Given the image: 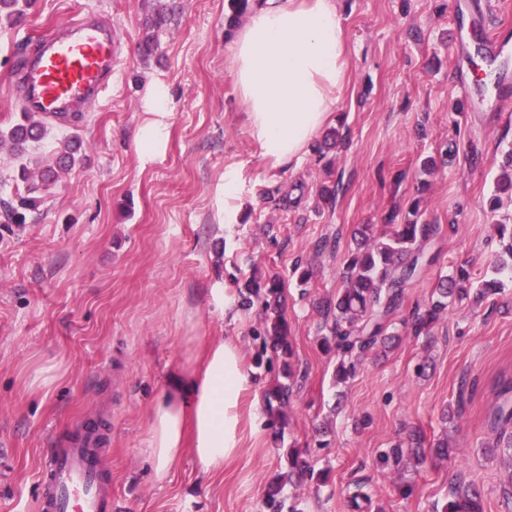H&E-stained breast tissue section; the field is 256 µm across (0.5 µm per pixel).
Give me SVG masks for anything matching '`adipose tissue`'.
I'll list each match as a JSON object with an SVG mask.
<instances>
[{"label":"adipose tissue","mask_w":512,"mask_h":512,"mask_svg":"<svg viewBox=\"0 0 512 512\" xmlns=\"http://www.w3.org/2000/svg\"><path fill=\"white\" fill-rule=\"evenodd\" d=\"M229 65L247 130L264 158L275 168L300 162L346 85L349 55L336 0H260L235 33ZM170 103L164 81L148 85L145 119L133 134L142 162L153 161L167 142ZM184 349L148 413L144 453L159 482L186 449L208 471L239 452L249 379L238 347L188 336Z\"/></svg>","instance_id":"obj_1"}]
</instances>
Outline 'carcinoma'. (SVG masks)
Masks as SVG:
<instances>
[{
  "mask_svg": "<svg viewBox=\"0 0 512 512\" xmlns=\"http://www.w3.org/2000/svg\"><path fill=\"white\" fill-rule=\"evenodd\" d=\"M34 0H0V21L10 23L31 8ZM47 133V122L30 112L20 113L13 124L0 129V142L6 140L11 144L12 159L18 166L19 175L29 180L32 153L39 149ZM82 145L81 137L73 132L60 142L57 147L59 162L65 167L75 165ZM36 207V198L18 195L15 204L9 206L6 216L12 221L20 218V211ZM499 236L504 240L502 257L494 266L495 277L485 281L478 288H473L469 271L458 267L448 277L438 281L431 303L424 313L415 316L411 322L413 334L419 336L428 333L430 325L448 308V299L464 297L471 290L476 295L503 286L500 276L512 278V226H497ZM437 227L421 222L418 206H413L404 223L385 224L380 232L374 231V225L361 224L355 229L353 238L355 247L348 255L345 267V282L336 296V300L327 302L322 307L325 321L329 322V335L323 337V345L340 355L337 376L341 380L350 378L361 353L373 348L386 330L390 316L400 307L404 290L420 273L425 259L423 243L436 234ZM280 281L271 277L259 285L257 282L243 284L241 293L243 302L251 303L252 298H265V306L277 300ZM265 335L270 341L274 354L283 359L284 381L271 390L277 402L276 418L283 416L284 409L292 392L289 380L293 378L291 364L284 358L291 356L286 342L288 324L279 311L267 318ZM512 387L506 385L499 393L500 400L492 410L489 427L497 432V444L512 448V400L508 394ZM425 439L415 432L408 436V442L400 443L380 455V463L398 464L403 457L421 463L424 460ZM481 494L471 484L458 483L450 490V497L442 512H479Z\"/></svg>",
  "mask_w": 512,
  "mask_h": 512,
  "instance_id": "obj_1",
  "label": "carcinoma"
}]
</instances>
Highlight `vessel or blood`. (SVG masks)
Listing matches in <instances>:
<instances>
[{"label": "vessel or blood", "mask_w": 512, "mask_h": 512, "mask_svg": "<svg viewBox=\"0 0 512 512\" xmlns=\"http://www.w3.org/2000/svg\"><path fill=\"white\" fill-rule=\"evenodd\" d=\"M113 52L108 22L63 23L20 69L24 108L52 121L94 102L112 79ZM106 453L105 440L92 432L53 449L40 472L37 512H112Z\"/></svg>", "instance_id": "obj_1"}]
</instances>
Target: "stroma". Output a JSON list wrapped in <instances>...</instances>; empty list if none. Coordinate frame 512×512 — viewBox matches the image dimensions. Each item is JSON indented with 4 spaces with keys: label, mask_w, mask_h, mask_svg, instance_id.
<instances>
[{
    "label": "stroma",
    "mask_w": 512,
    "mask_h": 512,
    "mask_svg": "<svg viewBox=\"0 0 512 512\" xmlns=\"http://www.w3.org/2000/svg\"><path fill=\"white\" fill-rule=\"evenodd\" d=\"M475 2L338 0L348 81L300 164L276 169L247 132L229 71L231 0H35L19 23L0 25V129L23 107L11 70L60 24L105 16L117 51L111 84L82 111L81 165L25 183L0 147V204L31 186L41 198L25 223L0 222V512H36L42 465L88 423L110 435L112 512H266L291 451L315 472L282 489L298 512H348L357 479L368 512H438L457 478L481 486L483 512H512V451L487 425L512 383V281L482 304L451 303L429 335L407 328L439 277L463 266L474 283L489 278L502 252L496 227L512 224V199L488 208L512 146V98L478 91L468 112L457 85L459 71L478 69L484 31L512 25V0H490L486 15ZM462 29L473 35L464 50ZM156 79L171 90L170 136L144 165L133 133ZM232 164L245 183L228 219L218 187ZM325 186L335 199L321 198ZM415 202L438 227L424 245L432 262L391 320V348L367 352L335 383L319 307L343 285L355 228L403 218ZM298 262L308 285L293 274ZM274 274L295 373L281 428L266 399L277 373L259 363L254 334L264 310L241 307L237 293ZM187 336L233 340L243 355L242 450L219 471L186 451L159 482L144 454L147 414ZM415 431L447 439L462 461L430 452L380 465V452Z\"/></svg>",
    "instance_id": "stroma-1"
}]
</instances>
